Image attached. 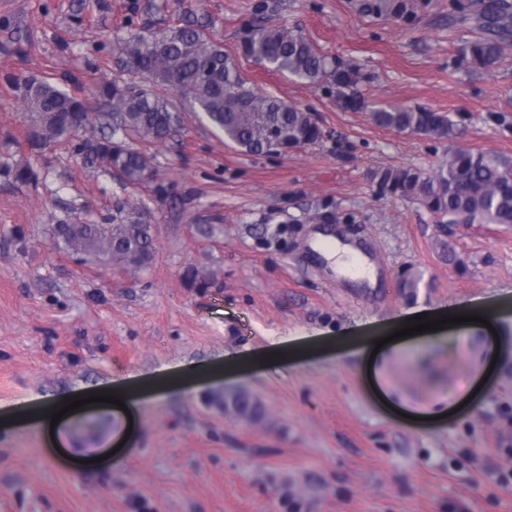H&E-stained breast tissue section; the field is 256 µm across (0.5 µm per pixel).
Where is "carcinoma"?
Masks as SVG:
<instances>
[{
	"instance_id": "1",
	"label": "carcinoma",
	"mask_w": 512,
	"mask_h": 512,
	"mask_svg": "<svg viewBox=\"0 0 512 512\" xmlns=\"http://www.w3.org/2000/svg\"><path fill=\"white\" fill-rule=\"evenodd\" d=\"M426 0H362L360 12L392 17L406 23L416 18ZM478 20L485 35L466 42L455 59L464 68L493 71L506 46L512 44V4L484 0ZM133 80L96 84L80 92L66 91L48 78H31L18 86L25 105L37 114L29 131L32 154L64 141L75 157L97 163L111 176L134 187L156 185L164 191L146 152L131 144L132 137L161 142L179 124L180 109L169 98L141 87L144 81L180 95L191 111L224 134V141L247 154L315 144L325 136L314 115L256 87L224 47L203 26L177 20L157 33H135L120 46ZM241 55L267 70L302 83L318 84L353 111H368L373 123L386 130L438 139L455 136L448 116L421 106H375L361 87L371 75L353 59L329 56L300 32L269 24L257 9L241 44ZM107 102L111 123L97 129L100 116L94 103ZM14 183L29 184L36 173L27 159L0 166ZM383 195L416 200L449 224L512 226V160L448 147V159L431 173L414 168L379 170L373 174ZM51 239L68 251L84 253L97 266L142 269L153 260V225L129 212L110 224L62 222L52 227ZM421 281L406 271L399 281L403 296L413 298ZM224 408L249 420L263 416L261 404L245 392L224 397Z\"/></svg>"
}]
</instances>
